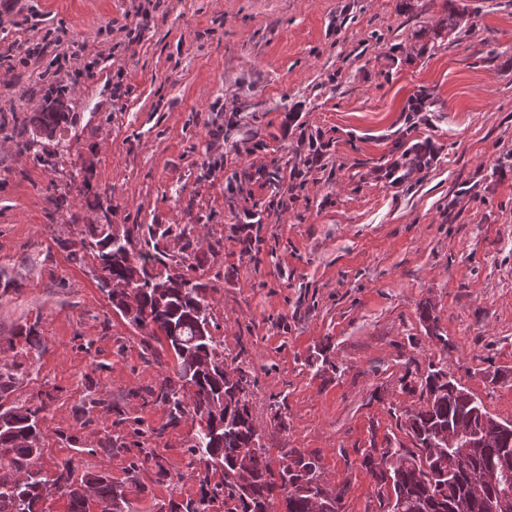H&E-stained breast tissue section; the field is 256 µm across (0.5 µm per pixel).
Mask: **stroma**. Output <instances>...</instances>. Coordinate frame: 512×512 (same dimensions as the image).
<instances>
[{"mask_svg": "<svg viewBox=\"0 0 512 512\" xmlns=\"http://www.w3.org/2000/svg\"><path fill=\"white\" fill-rule=\"evenodd\" d=\"M137 4L36 0V28L0 20L5 41L64 29L100 55L50 165L16 146L47 92L41 69L0 79V366L15 375L0 406L45 402L43 474L106 472L135 512L223 478L192 455V419L168 427L148 397L173 352L144 345L96 260L68 250L98 221L87 197L56 206L79 175L111 191L118 230L190 226L161 245L210 285L225 353L246 350L264 443L318 454L343 512H379L363 458L412 445L394 416L420 404L406 372L442 362L512 421V0H164L126 51ZM312 135L329 144L313 167ZM425 141L430 166L389 178ZM30 326L41 345L27 351ZM122 416L163 434L141 440Z\"/></svg>", "mask_w": 512, "mask_h": 512, "instance_id": "stroma-1", "label": "stroma"}]
</instances>
